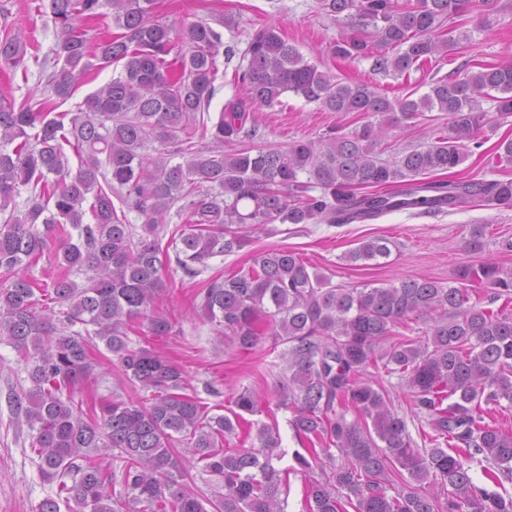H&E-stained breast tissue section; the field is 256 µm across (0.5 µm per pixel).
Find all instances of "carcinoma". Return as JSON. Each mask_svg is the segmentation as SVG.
<instances>
[{"label": "carcinoma", "mask_w": 512, "mask_h": 512, "mask_svg": "<svg viewBox=\"0 0 512 512\" xmlns=\"http://www.w3.org/2000/svg\"><path fill=\"white\" fill-rule=\"evenodd\" d=\"M153 3L40 4L59 44L54 57L34 61L57 98L70 99L95 60L121 70L73 112L53 115L43 102L17 107L0 99V335L30 380L8 401L33 432L42 475L58 483L36 512H61L62 503L77 512H283L289 473L316 466L325 473L305 482L306 512H512V496L477 485L470 474L476 461L493 482L512 481V430L487 422L512 408L511 268L466 262L448 286L421 277L343 288L310 270L296 250L273 247L246 269L210 277L194 301L218 344L254 351L268 337L284 347L280 402L293 413L303 451L281 471L273 465L278 428L245 418L259 413L253 391L234 393L232 416H211L187 393L183 369L154 347L174 328L156 306L173 262L195 278L211 258L238 252L277 222L349 224L476 201L511 206L512 179L446 176L471 142L481 147L484 127L512 117V64L466 61L431 78L419 98L392 100L371 84L318 70L276 28L262 26L249 36L247 64L234 69L241 95L213 122L217 58L235 56L213 24L232 21L175 28L154 15ZM469 4L320 0V9L343 29L331 55L370 59L374 72L401 76L457 54L470 35L455 19ZM105 6L122 33L97 40L86 25ZM26 54L24 35L0 33V62L17 68ZM290 92L366 122L285 148L244 145L255 134L246 128L252 106L272 109ZM488 99L493 115L483 108ZM435 110L448 114V126L392 160L381 158L398 119ZM202 140L208 145L199 146ZM66 145L78 158L74 171ZM304 173L309 180H301ZM22 187L31 196L20 210ZM315 188L320 194H311ZM172 210L180 227L165 243ZM88 211L91 223L84 222ZM130 212L140 225L130 223ZM68 224L78 232L75 243ZM53 237L64 239L58 269L41 286L26 269ZM390 254L389 239L372 237L344 258L379 268ZM80 271L83 284L72 279ZM476 284L489 303L502 305L471 301ZM138 320L147 334L134 347L129 334ZM419 323L421 334L411 335ZM96 339L150 397L101 398L83 409L76 395L93 376ZM372 368L402 380L412 419L430 429L428 446L414 441L406 417L369 377ZM241 432L250 446L230 447ZM199 463L217 480L212 499L199 498L185 481Z\"/></svg>", "instance_id": "carcinoma-1"}]
</instances>
